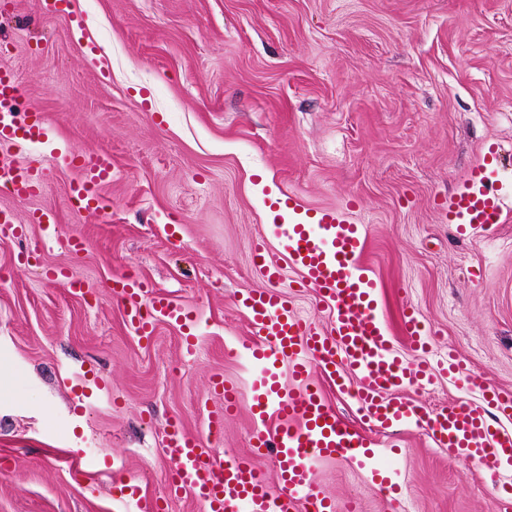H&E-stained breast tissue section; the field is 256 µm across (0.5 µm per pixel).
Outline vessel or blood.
Returning <instances> with one entry per match:
<instances>
[{"mask_svg":"<svg viewBox=\"0 0 512 512\" xmlns=\"http://www.w3.org/2000/svg\"><path fill=\"white\" fill-rule=\"evenodd\" d=\"M21 95L19 81L0 73L1 142L45 134L40 113L17 111ZM68 162L83 172L70 189L72 206L92 215L103 212L100 186L112 175L111 156L101 153L88 159L73 154ZM42 176V164L0 157V181L10 183L16 196L36 195ZM448 217L463 237L486 234L512 221L495 171L473 170L449 198ZM272 231L284 246L286 260L274 261L263 245H256L253 264L270 287L247 292L241 304L263 339L252 350L260 388L253 409L259 417L272 415L278 420L275 430L257 433L254 445L260 454L275 458L278 480L270 482L249 459L218 458L200 438L174 427L162 448L174 463L167 477L169 496L192 494L207 512H295L302 501L308 512H333L329 500L311 488L312 460L358 456L370 463L375 455L357 428L323 399L312 381L317 369L334 385L343 384V371L355 374L358 411L377 430L393 433L415 424L462 461L496 465L504 460L512 465V430L500 422L501 417H512V397L488 390L481 377L465 372L455 357L447 358L448 369L464 375L468 387L482 393L483 406L428 409L400 397V390L429 383L433 371L428 364L408 362L393 348L390 328L378 311L377 284L357 266L366 242L362 225L349 222L337 210L321 209L302 216L275 215ZM292 268L302 272L303 286L332 309L328 329L313 327L276 292V285L287 280ZM109 286L127 326L143 339H151L156 322L187 319L171 299L145 301L142 285L134 277L113 279ZM401 324L410 351L430 350L431 332L413 306H405ZM280 359L291 364L296 384L286 393L273 371Z\"/></svg>","mask_w":512,"mask_h":512,"instance_id":"1","label":"vessel or blood"}]
</instances>
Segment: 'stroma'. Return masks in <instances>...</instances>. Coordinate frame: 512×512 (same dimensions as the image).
<instances>
[{
    "label": "stroma",
    "instance_id": "obj_1",
    "mask_svg": "<svg viewBox=\"0 0 512 512\" xmlns=\"http://www.w3.org/2000/svg\"><path fill=\"white\" fill-rule=\"evenodd\" d=\"M69 2L73 31L39 0H0V71L21 82L19 110L47 124L41 142L10 147L44 160L42 193L0 188V512H144L167 497L174 423L277 481L251 453L277 420L252 411L256 336L238 297L264 285L252 245L278 199L365 225L361 263L400 354L427 356L401 332L409 303L435 333L431 353L512 394V223L461 238L448 222V196L478 162L512 187V0ZM73 151L112 155L101 215L70 205L80 173L60 157ZM39 209L54 211V234L32 223ZM49 267L82 293L46 280ZM129 272L186 324L140 341L106 288ZM219 375L238 384L240 409L214 438ZM405 396L482 402L441 373ZM363 434L391 451L377 471L348 457L312 465L336 505L512 512L495 468L460 462L422 429ZM79 453L98 469L72 466ZM121 483L138 498L115 495Z\"/></svg>",
    "mask_w": 512,
    "mask_h": 512
}]
</instances>
